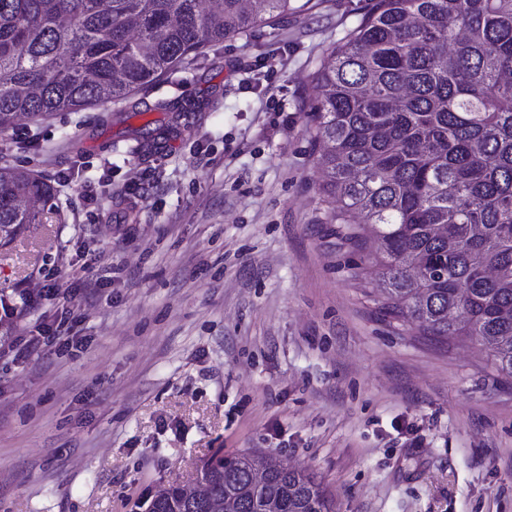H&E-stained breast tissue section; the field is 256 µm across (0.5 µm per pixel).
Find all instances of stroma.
Returning <instances> with one entry per match:
<instances>
[{
	"label": "stroma",
	"instance_id": "1",
	"mask_svg": "<svg viewBox=\"0 0 512 512\" xmlns=\"http://www.w3.org/2000/svg\"><path fill=\"white\" fill-rule=\"evenodd\" d=\"M295 2L130 101L0 134V165L54 187L48 222L0 248V512H144L249 451L338 512H512V381L477 342L389 322L322 220L307 87L365 0ZM97 258L122 278L73 308L82 345L12 358L43 312L24 296Z\"/></svg>",
	"mask_w": 512,
	"mask_h": 512
}]
</instances>
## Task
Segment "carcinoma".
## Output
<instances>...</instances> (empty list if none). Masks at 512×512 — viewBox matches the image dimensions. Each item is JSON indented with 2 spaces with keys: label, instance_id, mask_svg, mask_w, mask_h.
<instances>
[{
  "label": "carcinoma",
  "instance_id": "obj_1",
  "mask_svg": "<svg viewBox=\"0 0 512 512\" xmlns=\"http://www.w3.org/2000/svg\"><path fill=\"white\" fill-rule=\"evenodd\" d=\"M292 0H0V132L22 118L130 99L171 66L294 10ZM314 147L328 221L375 254L380 309L437 340L467 338L512 379V0H367L314 73ZM54 196L0 166V238L42 224ZM263 469L258 487L252 475ZM147 512H336L313 475L247 452L206 461Z\"/></svg>",
  "mask_w": 512,
  "mask_h": 512
}]
</instances>
